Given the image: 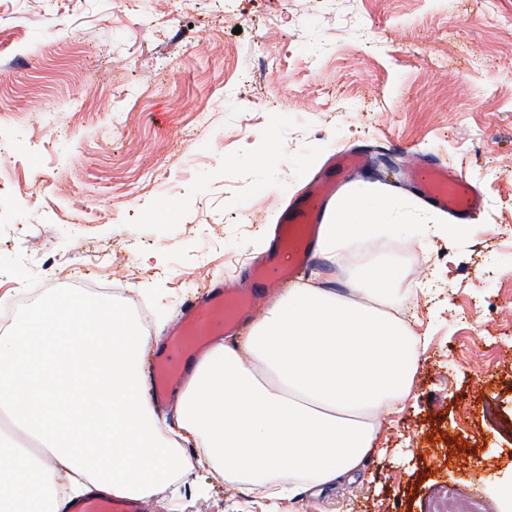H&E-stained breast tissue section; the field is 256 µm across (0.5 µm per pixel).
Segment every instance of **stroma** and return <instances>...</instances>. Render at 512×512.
Listing matches in <instances>:
<instances>
[{
    "mask_svg": "<svg viewBox=\"0 0 512 512\" xmlns=\"http://www.w3.org/2000/svg\"><path fill=\"white\" fill-rule=\"evenodd\" d=\"M0 138V316L85 282L152 347L212 279L246 284L329 155L365 152L348 186L396 203L350 247L393 257L426 343L361 472L274 504L198 469L142 512H442L451 486L512 512V0H0ZM415 158L479 190L464 233ZM355 279L342 251L302 276Z\"/></svg>",
    "mask_w": 512,
    "mask_h": 512,
    "instance_id": "stroma-1",
    "label": "stroma"
}]
</instances>
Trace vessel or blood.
Listing matches in <instances>:
<instances>
[{
    "label": "vessel or blood",
    "instance_id": "vessel-or-blood-1",
    "mask_svg": "<svg viewBox=\"0 0 512 512\" xmlns=\"http://www.w3.org/2000/svg\"><path fill=\"white\" fill-rule=\"evenodd\" d=\"M365 162V157L358 153L333 156L324 173L286 206L275 228L269 254L251 272L252 287L229 288L213 282L202 295L186 299L180 319L152 355L148 381L157 398L169 397L188 365L215 337L237 335L258 311L270 285L293 281L314 258L320 227L331 199L341 187L338 173ZM407 176L425 199L457 217L473 219L479 214V191L453 169L422 163L412 166ZM65 512H140V505L134 499L94 491L69 502Z\"/></svg>",
    "mask_w": 512,
    "mask_h": 512
}]
</instances>
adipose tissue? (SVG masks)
<instances>
[{"instance_id":"1","label":"adipose tissue","mask_w":512,"mask_h":512,"mask_svg":"<svg viewBox=\"0 0 512 512\" xmlns=\"http://www.w3.org/2000/svg\"><path fill=\"white\" fill-rule=\"evenodd\" d=\"M369 185L337 203L318 247L347 251L365 300L288 289L249 328L192 367L178 429L158 428L139 369L146 336L122 308L87 297L42 302L0 335V512H63L91 490L141 499L176 472L212 469L261 500L333 486L372 453L377 409L406 400L423 337L389 316L393 264L348 251L387 223ZM194 454H186V444Z\"/></svg>"}]
</instances>
